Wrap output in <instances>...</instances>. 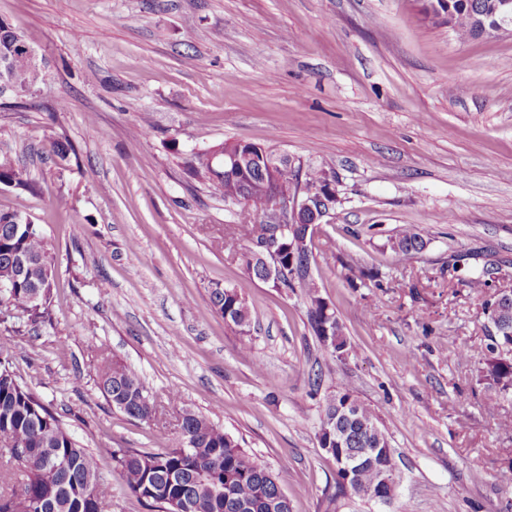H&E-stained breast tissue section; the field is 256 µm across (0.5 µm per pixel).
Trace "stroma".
Segmentation results:
<instances>
[{
  "label": "stroma",
  "mask_w": 512,
  "mask_h": 512,
  "mask_svg": "<svg viewBox=\"0 0 512 512\" xmlns=\"http://www.w3.org/2000/svg\"><path fill=\"white\" fill-rule=\"evenodd\" d=\"M421 6L0 0L45 61L29 105L0 109V150L41 190L0 185V209L28 216L54 257L50 320L12 311L0 353L97 457L112 512H146L113 449L172 445L181 408L278 474L292 512H512V394L492 398L479 373L485 304L512 288V34L463 40ZM53 137L78 150L67 168ZM227 140L328 169L336 202L313 272L345 359L319 343L300 292L249 280L225 247L244 227L187 168ZM407 224L427 246L402 264L387 241ZM453 258L487 270L483 293L449 276ZM217 284L248 301L250 350L211 308ZM103 348L178 404L151 422L114 408ZM343 386L389 440L391 503L326 500L336 463L318 432Z\"/></svg>",
  "instance_id": "stroma-1"
}]
</instances>
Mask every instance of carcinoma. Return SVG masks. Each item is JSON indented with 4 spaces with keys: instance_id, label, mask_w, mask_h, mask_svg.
Wrapping results in <instances>:
<instances>
[{
    "instance_id": "1",
    "label": "carcinoma",
    "mask_w": 512,
    "mask_h": 512,
    "mask_svg": "<svg viewBox=\"0 0 512 512\" xmlns=\"http://www.w3.org/2000/svg\"><path fill=\"white\" fill-rule=\"evenodd\" d=\"M501 0H424L426 17L445 13L455 22V32L463 39L478 38L472 20L483 16L491 26L499 18L496 5ZM14 28L0 21V60L10 63V75L20 88L35 79L34 63L17 46ZM50 152L61 163L70 161L75 147L65 137L49 141ZM188 173L208 181L224 204L235 207L239 224L248 226L252 242L265 240L271 225L259 217L260 202H242L241 181L224 177V167L210 165L209 153L195 155ZM0 184L37 191L35 183L23 177L6 154H0ZM427 241L413 224L405 225L388 240V247L400 261L421 253ZM244 274L262 277L263 262L251 249V242L239 245ZM294 266L284 279L286 289L298 288L307 298L308 322L320 335L323 297L315 276L307 275L312 260L313 240L286 254ZM52 264L48 242L35 224L15 210H0V281L11 288L0 294L5 305L27 315L33 324L50 319ZM38 300H32L33 294ZM215 312L240 335L251 332L252 312L246 300L233 288L219 284L209 290ZM500 333L483 353L482 377L501 394L512 392V304L498 303L495 312ZM341 339L331 358L341 360L352 351L342 323L334 319ZM100 388L112 406L127 417L149 422L155 418L156 404L139 374L108 351L99 354ZM336 420L337 440L347 454H360L351 477L336 472L335 491L330 500L352 492L363 499L381 496L382 469L389 447L374 410L347 388L341 387L327 399L323 421ZM0 453L17 462L23 473L18 493L0 495V512H110L111 496L102 483L97 459L65 430L62 421L49 411L19 380L7 358H0ZM114 471L126 490L152 512H292L279 480L258 463L239 440L214 424L206 415L183 411L177 420L175 443L153 451L120 448L112 453Z\"/></svg>"
}]
</instances>
